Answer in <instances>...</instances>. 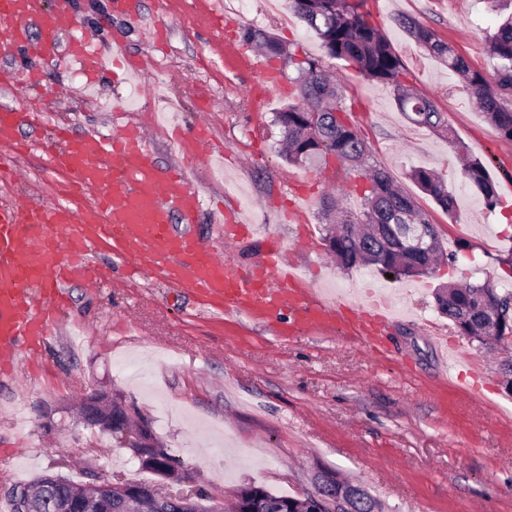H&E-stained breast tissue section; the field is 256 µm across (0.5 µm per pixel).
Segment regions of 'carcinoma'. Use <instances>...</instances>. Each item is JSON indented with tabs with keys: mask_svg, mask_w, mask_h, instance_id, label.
Segmentation results:
<instances>
[{
	"mask_svg": "<svg viewBox=\"0 0 512 512\" xmlns=\"http://www.w3.org/2000/svg\"><path fill=\"white\" fill-rule=\"evenodd\" d=\"M291 9L317 36L326 54L354 67L367 78L393 86L402 111H410V120L446 138L458 149L464 161V176L482 196L488 208L499 204L496 183L484 159L469 152L447 125L434 103L407 80V71L382 31L362 12L363 0H291ZM500 22L485 37V51L493 61V73L474 67L453 46L429 27L409 18L403 28L431 56L448 65V70L462 77L466 91L476 107L497 129L512 139V0L497 4ZM243 40L258 43L270 59L288 58L298 73V101L275 113L286 150L282 158L290 165L308 166L325 163L333 156L346 172H357L367 180L361 188L362 204L357 212L341 206L331 196L321 200L322 218L328 221L323 241L345 269L370 265L382 273L398 276H424L434 270V262L443 255L442 241H437L436 255L408 253L397 249L406 238V225L427 224L429 219L411 194L393 182L381 166L368 165L369 148L348 121L342 105L340 86L332 80L319 59L297 57L271 33L254 27L243 31ZM409 180L430 195L448 215L456 210L453 195L444 178L434 170L414 167ZM447 297L435 289L440 313L448 317L453 329L479 347H492L502 333L512 334V293H501L491 283L444 285ZM129 418L115 422L112 440L116 447H127ZM326 480L315 489V496L301 499L280 495L263 486L248 485L242 492V512H320V501L336 495L342 479L335 472H324ZM40 480L19 485L8 493L10 512H18L16 495L32 494L45 505L43 512H58V505L77 484L71 480L47 489ZM352 507L354 512H372L377 505L362 486Z\"/></svg>",
	"mask_w": 512,
	"mask_h": 512,
	"instance_id": "obj_1",
	"label": "carcinoma"
}]
</instances>
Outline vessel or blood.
Instances as JSON below:
<instances>
[{
	"label": "vessel or blood",
	"instance_id": "b4317fda",
	"mask_svg": "<svg viewBox=\"0 0 512 512\" xmlns=\"http://www.w3.org/2000/svg\"><path fill=\"white\" fill-rule=\"evenodd\" d=\"M79 22L69 0H0V56H47L61 35L71 40L65 60L88 80L125 59L120 45L101 50L77 33ZM42 111L0 108V162L21 145L22 126H40ZM108 137L76 134L62 127L40 154L61 175L63 191L54 204L0 205V354L41 351L59 306L63 287L74 277L101 278L107 268L93 262L98 252L146 266L157 280L223 305L225 311L261 319L290 310L291 328L325 327L338 312L335 304L313 298L296 265L280 245L264 263L244 270L220 256L191 229L200 212L198 194L181 167H160L147 148L142 126L116 122ZM178 154L198 160L207 140L205 124L193 132H174ZM182 230H175V223ZM393 310L384 300L366 301L347 332L363 341L373 328H387Z\"/></svg>",
	"mask_w": 512,
	"mask_h": 512
}]
</instances>
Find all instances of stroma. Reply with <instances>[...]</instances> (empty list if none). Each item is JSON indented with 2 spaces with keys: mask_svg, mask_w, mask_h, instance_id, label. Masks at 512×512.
<instances>
[{
  "mask_svg": "<svg viewBox=\"0 0 512 512\" xmlns=\"http://www.w3.org/2000/svg\"><path fill=\"white\" fill-rule=\"evenodd\" d=\"M72 7L81 30L153 58L163 69L160 81L120 69L90 85L75 67L53 62L44 66L39 88H0V106L33 100L50 123L105 136L112 133V105L126 103L128 120L142 126L161 112L163 127L151 131L148 146L166 167L182 164L167 130L192 128L205 116L224 159L185 166L200 196L196 234L218 243L216 210L240 206L252 215L254 233L229 256L251 265L267 241H278L301 262L312 288L385 299L397 317L385 343L359 344L332 326L297 333L275 319L217 310L147 274L130 288L121 268L108 285L72 282L69 306L41 360L18 358L9 375H0V512L15 486L46 473L77 481L86 469L111 480H149L130 451L80 423L77 409L96 387L148 419L194 484L218 498L231 499L249 484L295 493L329 470L363 484L382 512H512V392L497 354L470 341L484 377L480 397L465 394L459 366L439 360L436 337L457 335L432 296L441 283L485 279L512 292V140L475 107L461 79L399 24L418 20L488 70L484 37L495 22L488 0H364L362 10L396 50L412 85L472 154L491 161L500 199L493 209L469 185L447 141L399 111L390 86L326 57L303 21L281 23L266 0H224L220 31L196 0H138L132 15L114 12L112 0H72ZM250 26L321 59L340 79L371 164L408 190L411 168L443 176L457 201L456 220L428 195L418 194L417 202L456 252L455 263L401 279L337 266L322 239L320 200L337 195L358 211L360 179L332 159L296 167L281 158L274 115L296 101V71L277 60L280 79L270 83L261 49L242 38Z\"/></svg>",
  "mask_w": 512,
  "mask_h": 512,
  "instance_id": "35a3bbf8",
  "label": "stroma"
}]
</instances>
